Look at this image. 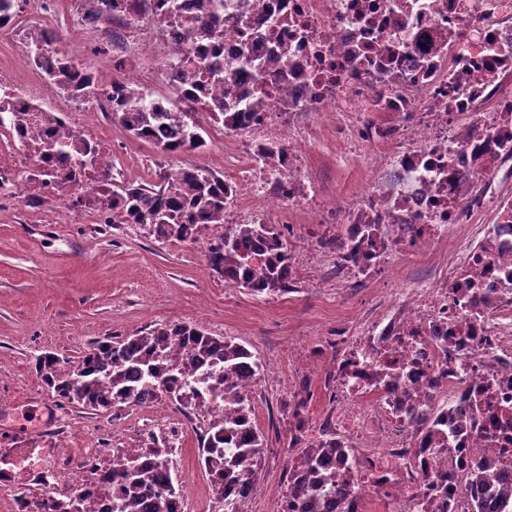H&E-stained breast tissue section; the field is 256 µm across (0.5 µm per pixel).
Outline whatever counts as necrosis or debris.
I'll list each match as a JSON object with an SVG mask.
<instances>
[{"mask_svg": "<svg viewBox=\"0 0 512 512\" xmlns=\"http://www.w3.org/2000/svg\"><path fill=\"white\" fill-rule=\"evenodd\" d=\"M72 30L104 48L120 72L103 84L67 64L56 28L28 16L51 0H0V199L43 205L64 197L100 207L98 173L112 162L92 116L146 78L172 99L212 62L234 63L240 92L260 95L224 144L232 176L228 224H309L340 288L372 285L400 260L449 243L428 280L385 288L374 317L336 336L324 364L336 409L324 424L342 488L314 512H512V0H68ZM215 22L220 41H193ZM72 151L51 158L50 143ZM336 143V169L370 176L329 193L310 152ZM90 148L95 166L80 149ZM274 160H267V151ZM161 448H109L101 430L79 466L37 455L43 501L64 495L110 512L129 460L159 476L170 512H199L175 460L185 423L162 417ZM487 468L492 484L472 474Z\"/></svg>", "mask_w": 512, "mask_h": 512, "instance_id": "1", "label": "necrosis or debris"}]
</instances>
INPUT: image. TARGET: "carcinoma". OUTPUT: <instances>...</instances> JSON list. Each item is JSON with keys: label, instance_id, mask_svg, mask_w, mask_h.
Returning <instances> with one entry per match:
<instances>
[{"label": "carcinoma", "instance_id": "1", "mask_svg": "<svg viewBox=\"0 0 512 512\" xmlns=\"http://www.w3.org/2000/svg\"><path fill=\"white\" fill-rule=\"evenodd\" d=\"M214 81L229 86L226 101L217 104L225 132L235 131L242 113L237 108L244 95L235 92L237 74L225 73L224 66L208 67ZM112 114L136 139L149 142L164 152L197 150L204 146L202 128L195 120L196 108L186 105L177 112L148 103L144 92L129 90L112 104ZM109 208L114 224H137L157 240L194 243L211 224L224 225V233L209 240L206 260L211 271L238 288L254 294L278 296L289 291L288 237L278 224L224 223V179L205 166L175 176L160 178L155 188L115 186L107 183ZM252 365L264 367L242 345L208 334L185 324L160 325L119 340L94 343L77 361L55 354L35 359V371L43 384L61 402L90 411L116 412L140 403L153 383L176 385L189 378L184 405L201 400L207 393L217 395L214 371L234 376ZM224 417L207 429L204 447L229 448L225 473L259 458L263 439L258 430L244 433L239 424L253 412L249 390L224 395ZM336 443L320 442L304 452L305 468L289 473L297 488V499L311 500L331 490L333 476L325 475L327 456ZM121 494L114 497L121 512H135L137 500L151 492L156 475L137 462L128 461L118 472ZM38 512H84L81 501L39 504Z\"/></svg>", "mask_w": 512, "mask_h": 512}]
</instances>
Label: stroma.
I'll return each mask as SVG.
<instances>
[{
	"label": "stroma",
	"mask_w": 512,
	"mask_h": 512,
	"mask_svg": "<svg viewBox=\"0 0 512 512\" xmlns=\"http://www.w3.org/2000/svg\"><path fill=\"white\" fill-rule=\"evenodd\" d=\"M97 134L112 144V163L122 183H157L167 153L133 138L112 113L100 115ZM311 165L322 183L347 195L366 181L367 170L336 172L334 149L316 150ZM183 244L159 242L136 224H108L94 210L82 222L48 210L0 206V421L30 430L28 411L39 419L57 417L63 434L58 453L77 463L91 453L89 429L104 418L56 399L35 374L34 358L54 353L78 360L107 336H129L160 324L191 323L234 340L266 368L252 392L254 425L264 452L248 512H276L277 493L288 480L283 457L290 446L288 404L307 388V441L319 438L333 407L326 371L305 365L308 347L331 356L336 329L370 316L369 291H337L329 256L312 247L313 275L281 296L256 295L228 285L205 258L206 237ZM119 428L109 440L134 448L131 429L155 430L153 416L139 406L116 414Z\"/></svg>",
	"instance_id": "obj_1"
}]
</instances>
